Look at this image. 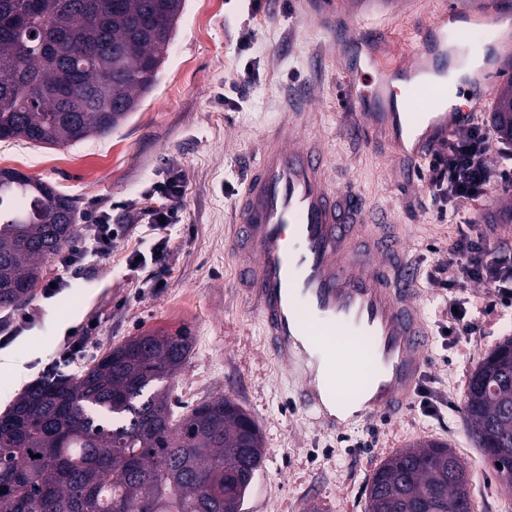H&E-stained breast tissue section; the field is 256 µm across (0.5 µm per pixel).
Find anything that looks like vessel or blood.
<instances>
[{
    "label": "vessel or blood",
    "instance_id": "1",
    "mask_svg": "<svg viewBox=\"0 0 512 512\" xmlns=\"http://www.w3.org/2000/svg\"><path fill=\"white\" fill-rule=\"evenodd\" d=\"M482 25L512 11V0H476ZM458 7L422 29L411 49L416 72L428 68ZM467 98L441 127L446 139L484 111L488 83L458 86ZM448 84L425 80L404 94L406 132L442 110ZM291 121L266 137L260 158L236 199L239 221L230 240L240 257L235 282L258 311L266 344L298 384L297 404L320 427L340 432L356 423L397 416L428 364V328L417 275L386 215L366 209L350 187L324 174L321 140L300 138ZM415 142L410 155L434 153L438 141Z\"/></svg>",
    "mask_w": 512,
    "mask_h": 512
}]
</instances>
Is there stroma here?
Here are the masks:
<instances>
[{"label":"stroma","mask_w":512,"mask_h":512,"mask_svg":"<svg viewBox=\"0 0 512 512\" xmlns=\"http://www.w3.org/2000/svg\"><path fill=\"white\" fill-rule=\"evenodd\" d=\"M447 4L354 2L336 23L357 24L369 34L340 45L316 19L310 0H185L155 86L112 133L65 147L0 142V168L53 183L80 211L110 205L113 223L125 229L107 255L52 293L45 286L61 267L57 258L47 259L32 300L0 311V324L18 328L4 349L27 370L20 380L0 371V412L40 378L72 328L86 327L92 340L70 367L73 375L129 337L186 331L192 345L172 384L175 397L193 406L227 396L258 422L263 436L264 462L243 512H366L375 470L396 450L423 440L447 443L462 460L475 512H512V478L489 468L464 417L470 375L512 336V309L482 317L469 342L447 335L448 293L429 273L447 261L455 227L417 178L422 159L400 156L386 119L359 126L344 97L355 63L406 68L420 27ZM245 29L253 33L246 47L239 42ZM296 115L305 135L320 137L328 148V181L353 186L368 208L389 213L419 270L429 330L420 386L431 392L436 410L427 412L412 397L399 416L373 427L378 435L370 448L362 445L369 425L325 432L295 405L297 382L266 347L261 320L234 283L238 258L228 242L237 220L234 201L257 163L262 137ZM173 161L186 191L154 287L146 282L152 264L132 265L128 257L148 238L136 209ZM503 202L502 189L491 187L469 217L491 244L512 251V223L497 219Z\"/></svg>","instance_id":"35a3bbf8"}]
</instances>
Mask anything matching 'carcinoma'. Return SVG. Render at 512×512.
<instances>
[{
    "label": "carcinoma",
    "instance_id": "obj_1",
    "mask_svg": "<svg viewBox=\"0 0 512 512\" xmlns=\"http://www.w3.org/2000/svg\"><path fill=\"white\" fill-rule=\"evenodd\" d=\"M183 0H0V141L65 146L104 136L157 80ZM512 146V81L494 100ZM76 201L0 168V309L33 296L41 261L80 236ZM189 337L142 334L76 377L48 374L0 415V512H242L265 448L219 394L177 415L170 382ZM465 417L487 463L512 477V337L471 375ZM368 512H474L445 443L389 456Z\"/></svg>",
    "mask_w": 512,
    "mask_h": 512
}]
</instances>
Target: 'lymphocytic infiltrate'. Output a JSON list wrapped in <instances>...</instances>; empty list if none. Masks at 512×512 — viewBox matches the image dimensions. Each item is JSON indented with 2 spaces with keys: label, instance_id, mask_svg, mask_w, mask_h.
I'll list each match as a JSON object with an SVG mask.
<instances>
[{
  "label": "lymphocytic infiltrate",
  "instance_id": "1",
  "mask_svg": "<svg viewBox=\"0 0 512 512\" xmlns=\"http://www.w3.org/2000/svg\"><path fill=\"white\" fill-rule=\"evenodd\" d=\"M496 142L491 124L475 122L464 134L449 138L447 147L430 160L423 178L430 188L432 202L440 213L447 215L449 223H463L467 205L482 199L488 187L512 188V151L497 148ZM155 192L161 203L145 209L143 216L154 233L149 250L154 254V263L159 264L171 242L170 229L177 222L178 203L184 194L180 173H172ZM118 235L109 210L98 208L88 212L81 246L68 249L59 260L65 275L57 279V286L66 285L68 276L76 275L89 259L110 252ZM448 266L451 273L443 285L450 293L449 333L462 341L477 328L468 289L483 287L485 310L512 307V256L497 255L483 237L462 231L448 247Z\"/></svg>",
  "mask_w": 512,
  "mask_h": 512
}]
</instances>
